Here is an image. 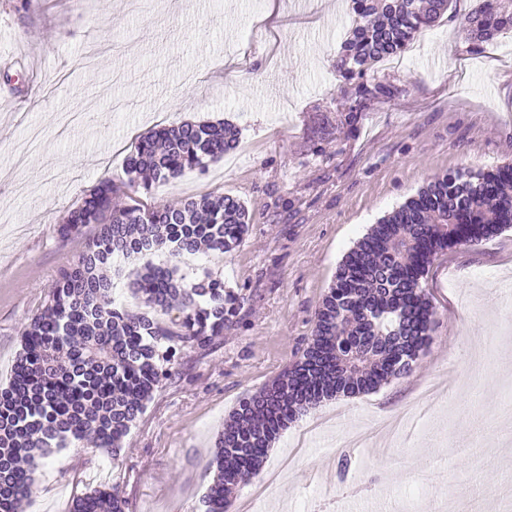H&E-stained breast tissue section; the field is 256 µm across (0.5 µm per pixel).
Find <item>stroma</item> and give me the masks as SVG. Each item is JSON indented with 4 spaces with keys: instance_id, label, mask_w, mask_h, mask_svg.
I'll return each mask as SVG.
<instances>
[{
    "instance_id": "stroma-1",
    "label": "stroma",
    "mask_w": 512,
    "mask_h": 512,
    "mask_svg": "<svg viewBox=\"0 0 512 512\" xmlns=\"http://www.w3.org/2000/svg\"><path fill=\"white\" fill-rule=\"evenodd\" d=\"M421 31L400 64L379 65L359 94L336 70L358 22L351 0H0V384L48 287L95 237L61 236L67 209L123 176L155 125L223 119L240 147L153 187L158 205L215 190L249 209L230 254L184 255L241 297L210 349H181L117 455L74 442L41 463L25 512H69L73 498L118 486L128 512H201L225 417L273 381L311 340L344 254L432 178L512 164V31L468 51L459 17ZM512 228L440 254L421 280L435 315L412 374L320 403L267 454L260 489L288 512H438L464 497L488 512L512 454L482 449L507 411L512 379L473 370L477 344L512 330ZM351 463L341 469L340 449Z\"/></svg>"
}]
</instances>
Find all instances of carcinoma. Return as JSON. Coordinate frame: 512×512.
<instances>
[{"label": "carcinoma", "instance_id": "1", "mask_svg": "<svg viewBox=\"0 0 512 512\" xmlns=\"http://www.w3.org/2000/svg\"><path fill=\"white\" fill-rule=\"evenodd\" d=\"M453 0H353L361 18L336 68L364 77L398 56ZM512 30V0H480L462 19L469 51ZM239 130L223 121L156 126L126 156L125 177L104 179L62 219L65 235L97 225L92 243L50 286L47 306L23 331L9 383L0 388V512H19L32 491L35 460L74 441L116 452L153 392L172 376L159 346L205 350L224 335L240 296L224 280L194 279L147 257L228 254L249 229L240 199L222 191L177 206H147L139 193L187 170L206 172L233 152ZM512 227V165L446 174L380 218L346 253L315 312L302 356L243 399L218 434L215 477L204 512H228L231 494L260 472L271 443L325 398L373 390L410 374L429 340L434 310L421 279L435 257ZM143 258L128 273L145 310L112 303L113 258ZM180 316L166 322L172 310ZM70 512H125L118 488L73 499Z\"/></svg>", "mask_w": 512, "mask_h": 512}]
</instances>
